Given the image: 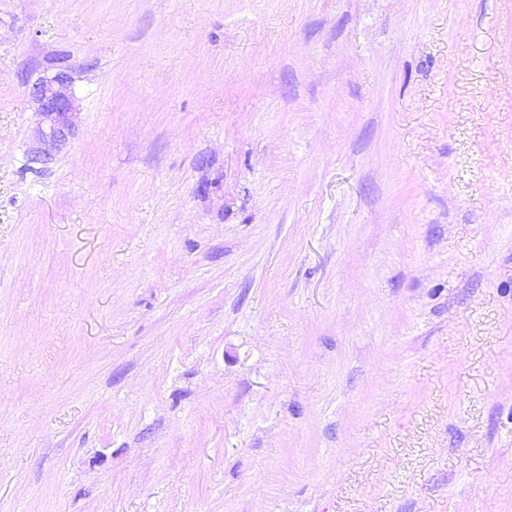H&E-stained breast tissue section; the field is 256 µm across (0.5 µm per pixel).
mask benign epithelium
<instances>
[{
  "mask_svg": "<svg viewBox=\"0 0 512 512\" xmlns=\"http://www.w3.org/2000/svg\"><path fill=\"white\" fill-rule=\"evenodd\" d=\"M30 96L41 116L35 135L37 146L31 151L30 161L46 164L54 158L71 131L72 79L65 70L41 77L32 84Z\"/></svg>",
  "mask_w": 512,
  "mask_h": 512,
  "instance_id": "benign-epithelium-1",
  "label": "benign epithelium"
}]
</instances>
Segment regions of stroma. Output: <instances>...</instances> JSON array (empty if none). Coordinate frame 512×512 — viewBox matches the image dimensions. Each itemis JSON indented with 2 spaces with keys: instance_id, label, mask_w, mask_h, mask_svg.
I'll return each mask as SVG.
<instances>
[{
  "instance_id": "obj_1",
  "label": "stroma",
  "mask_w": 512,
  "mask_h": 512,
  "mask_svg": "<svg viewBox=\"0 0 512 512\" xmlns=\"http://www.w3.org/2000/svg\"><path fill=\"white\" fill-rule=\"evenodd\" d=\"M0 512H512V0H0ZM30 96L41 116L35 135L37 146L31 151L30 161L47 164L71 131L72 79L65 70L50 77H40L32 84Z\"/></svg>"
}]
</instances>
